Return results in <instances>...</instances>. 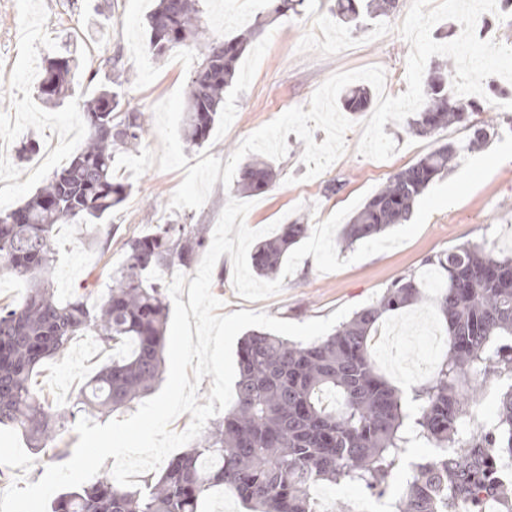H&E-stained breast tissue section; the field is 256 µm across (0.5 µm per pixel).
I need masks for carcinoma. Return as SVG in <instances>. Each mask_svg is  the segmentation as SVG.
I'll return each mask as SVG.
<instances>
[{
  "label": "carcinoma",
  "mask_w": 512,
  "mask_h": 512,
  "mask_svg": "<svg viewBox=\"0 0 512 512\" xmlns=\"http://www.w3.org/2000/svg\"><path fill=\"white\" fill-rule=\"evenodd\" d=\"M336 6V15L351 23L364 12H393L396 0H336ZM198 13L196 0H157L147 19L152 54L163 57L194 39ZM249 36L207 46L184 110L188 144L200 146L209 137ZM75 68L69 56L48 59L38 86L41 99L64 95ZM446 69L444 64L428 76L425 101L409 128L430 136L463 123L468 139L445 142L389 178L344 225L340 245L372 239L407 220L423 191L457 155L494 134L488 122L469 119L483 108L456 100ZM370 101V89L356 86L342 107L363 112ZM82 119L84 149L23 205L0 211V269L31 285L21 304L0 306V423L20 428L44 463L62 457L49 444L73 429L76 412L106 416L160 380L168 305L164 286L148 274L176 264L189 267L206 245L202 225L158 224L125 241V260L110 274L103 297L85 291L62 301L55 295L49 281L55 225L100 221L124 201L128 186L115 176V156L136 148L145 134L144 112L107 85L84 104ZM273 179L272 166L256 159L241 169L234 193H263ZM308 234L307 224H284L279 233L259 240L252 253L255 273L277 274ZM427 264L444 274L442 285L402 276L376 304L306 346L251 332L238 352L234 405L160 477L121 486L101 475L55 498L51 512H198L199 501L215 486L232 490L251 512H318L311 484L362 483L381 491L412 438L431 440L442 453L414 466L396 512H482L492 496L512 503L496 467L512 462V387L501 399L494 430L473 435L467 411L469 392L480 380L512 373V344H499L512 338V256L466 243ZM422 302L441 315L448 351L433 381L409 397L377 373L370 349L384 314ZM82 334L120 350L80 389L77 410L54 408L33 390L32 375ZM325 390L336 396L331 408L319 398ZM410 399L418 403L415 413Z\"/></svg>",
  "instance_id": "1"
}]
</instances>
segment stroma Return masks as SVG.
Segmentation results:
<instances>
[{"label":"stroma","mask_w":512,"mask_h":512,"mask_svg":"<svg viewBox=\"0 0 512 512\" xmlns=\"http://www.w3.org/2000/svg\"><path fill=\"white\" fill-rule=\"evenodd\" d=\"M155 0H0V139L10 143L0 155V208L16 207L59 171L84 146L81 112L101 85L119 79L123 97L145 113L146 132L136 150L115 160L116 175L129 185L126 200L107 218L112 240L102 243L91 226L60 224L54 231L56 261L52 284L58 298L67 299L81 288H101L112 269L122 263L124 242L132 232L158 224H201L214 231L230 198L218 173L251 133L273 121L284 107H308L315 90L331 75L379 66L388 72L407 69L409 44L397 31L411 0H398L387 16L364 17L360 28H343L336 18V0H302L295 12L273 13L270 0H255L250 13L237 10V0H199L204 35L174 48L164 58L147 47V16ZM251 30L236 79L224 92V104L202 146L190 148L180 129L191 75L209 40ZM70 54L79 66L65 96L52 102L39 99L37 85L47 56ZM121 54L118 76L102 73L103 59ZM512 83L488 77L484 91L490 101L482 120L494 123L491 143L512 132V112L502 109L503 92ZM367 113L352 114L345 135L346 151L314 179H306L302 161L305 144L288 134L287 153L274 161L276 177L265 193L253 196L246 215L250 228L274 222L316 224L361 194L373 195L387 179L448 141L467 137L454 125L431 138L412 136L407 123L384 126L396 144L385 161L358 152L361 125ZM35 139L39 150L27 161L17 159L23 141ZM463 243L487 245L500 254L512 253V161L501 164L462 202L430 216L422 230L405 244L372 255L329 273L319 272L313 257H305L284 279L282 290L259 301L241 298L232 282L229 255H222L212 276L211 291L223 313L260 311L292 323L326 318L340 306L375 303L395 279L423 277L426 261L436 253ZM423 320L436 332L444 326L438 311L427 304L384 315L380 340L396 338L400 359L419 365L418 374L404 379L397 363L385 358L379 344L371 352L379 372L393 386L411 392L428 384L439 358L423 359L415 341L414 324ZM111 349L92 337H77L60 360H50L32 377L36 392L50 404L71 406L81 387L103 363ZM512 387L503 374L478 383L470 400L478 419L498 420L500 401ZM439 453L434 442L414 441L400 453V465L385 494L360 483L320 485L331 505L352 512H392L405 489L413 464ZM22 431L0 425V491L12 482L34 483L46 470Z\"/></svg>","instance_id":"1"}]
</instances>
